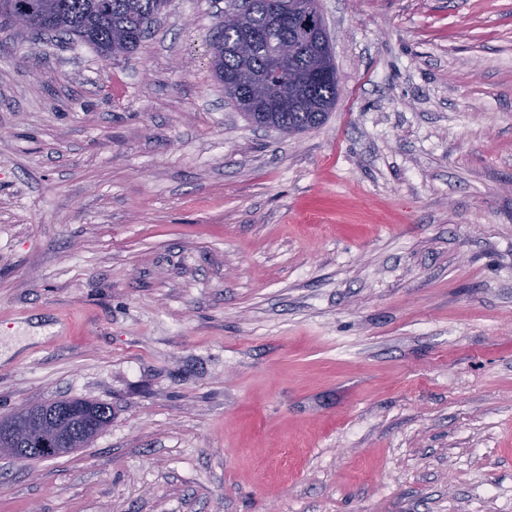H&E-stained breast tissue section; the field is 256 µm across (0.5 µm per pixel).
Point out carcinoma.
<instances>
[{"label": "carcinoma", "instance_id": "carcinoma-1", "mask_svg": "<svg viewBox=\"0 0 512 512\" xmlns=\"http://www.w3.org/2000/svg\"><path fill=\"white\" fill-rule=\"evenodd\" d=\"M29 10L34 24L31 30H45L56 35L79 40L97 52L112 56H129L136 52L152 25L163 13L167 0H17ZM298 0H249L247 26L267 33L268 40L252 51L250 71L263 72L270 56L272 43L288 39L298 44L299 51L291 70L280 74L281 85H288L292 71H312L320 63L323 50L320 42L308 38L303 27V15ZM240 39V30L221 24L212 43L215 75L224 81V74L240 70L242 61L230 47ZM339 84H317L311 91L299 94L294 107L287 112H270L261 100L240 114L249 122L274 128L283 133L300 134L321 126L336 105ZM69 410L73 423L74 447L82 448L97 436L84 428L86 414L106 428L112 423V406L107 403L73 398L61 401Z\"/></svg>", "mask_w": 512, "mask_h": 512}]
</instances>
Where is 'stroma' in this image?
I'll return each mask as SVG.
<instances>
[{"instance_id": "obj_1", "label": "stroma", "mask_w": 512, "mask_h": 512, "mask_svg": "<svg viewBox=\"0 0 512 512\" xmlns=\"http://www.w3.org/2000/svg\"><path fill=\"white\" fill-rule=\"evenodd\" d=\"M228 0L129 57L0 23V512H512V0H317L340 79L285 136L224 95ZM57 403H61L69 410L68 419L73 423L74 430V447L65 448L68 444V432L65 428L64 423L59 420H51L49 417L45 422H50L56 425L54 432L51 437V444L45 445L47 448L42 446L41 439L38 434L30 435L26 441L27 448H0V455L5 454L11 456L17 462H25L28 457L35 452L37 449H43L52 455H66L71 453L74 448H82L89 443L94 437L101 433L108 425L112 423V406L107 403L87 400L83 398H73L68 400H61ZM87 413H91L93 418L101 425V429L95 432H89L84 428L83 421L84 416ZM57 445L59 447H57ZM43 458L41 455H32L29 459ZM28 459V460H29Z\"/></svg>"}]
</instances>
